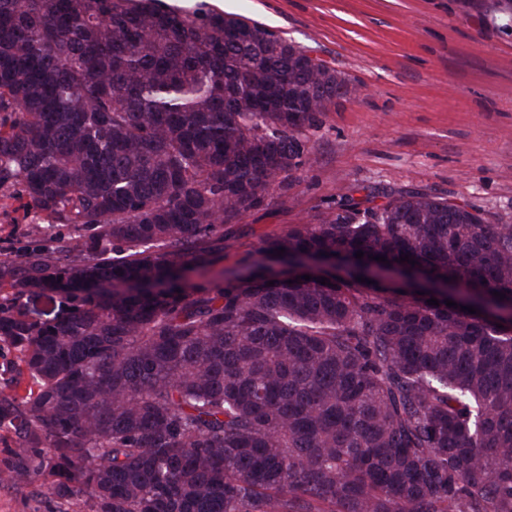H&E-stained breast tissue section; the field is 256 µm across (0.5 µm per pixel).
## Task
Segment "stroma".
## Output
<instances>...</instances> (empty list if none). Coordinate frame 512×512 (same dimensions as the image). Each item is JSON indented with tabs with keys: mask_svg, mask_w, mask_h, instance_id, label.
Listing matches in <instances>:
<instances>
[{
	"mask_svg": "<svg viewBox=\"0 0 512 512\" xmlns=\"http://www.w3.org/2000/svg\"><path fill=\"white\" fill-rule=\"evenodd\" d=\"M263 23L335 68L353 89L308 136L310 167L287 201L247 214L224 240L216 283L262 240L314 224L355 189L424 190L512 217V16L496 0H206ZM0 253L28 247L31 214L0 190ZM37 484L0 485V512H50Z\"/></svg>",
	"mask_w": 512,
	"mask_h": 512,
	"instance_id": "1",
	"label": "stroma"
}]
</instances>
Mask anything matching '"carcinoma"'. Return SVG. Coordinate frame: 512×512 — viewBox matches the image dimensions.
Wrapping results in <instances>:
<instances>
[{
	"label": "carcinoma",
	"mask_w": 512,
	"mask_h": 512,
	"mask_svg": "<svg viewBox=\"0 0 512 512\" xmlns=\"http://www.w3.org/2000/svg\"><path fill=\"white\" fill-rule=\"evenodd\" d=\"M352 92L203 3L0 0V187L79 232L0 259V342L36 386L0 402V484L46 468L76 512H512L511 220L347 196L187 284Z\"/></svg>",
	"instance_id": "1"
}]
</instances>
